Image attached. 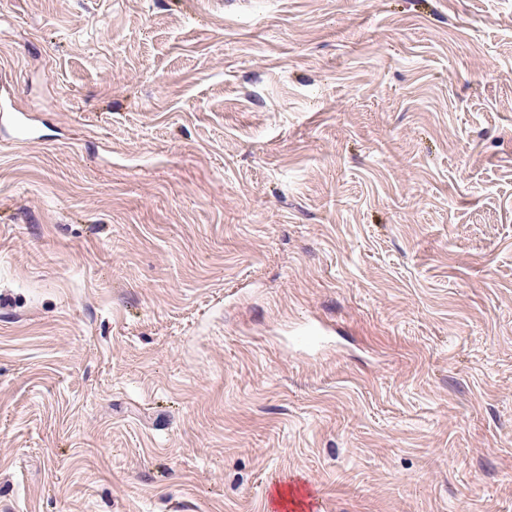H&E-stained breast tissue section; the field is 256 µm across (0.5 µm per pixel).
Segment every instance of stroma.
Returning <instances> with one entry per match:
<instances>
[{"mask_svg": "<svg viewBox=\"0 0 512 512\" xmlns=\"http://www.w3.org/2000/svg\"><path fill=\"white\" fill-rule=\"evenodd\" d=\"M227 2L0 0V512H512V0Z\"/></svg>", "mask_w": 512, "mask_h": 512, "instance_id": "35a3bbf8", "label": "stroma"}]
</instances>
